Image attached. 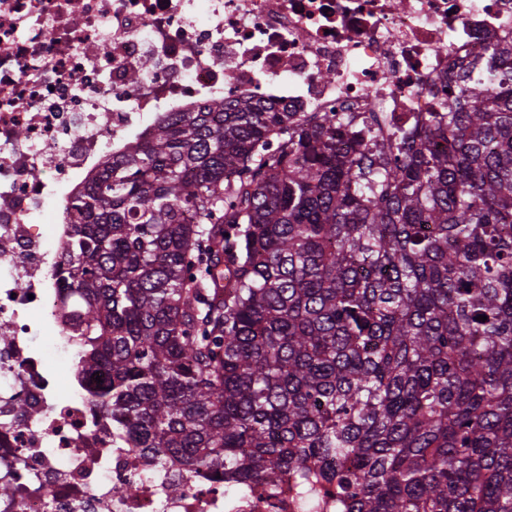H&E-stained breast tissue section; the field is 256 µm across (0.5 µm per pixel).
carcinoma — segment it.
<instances>
[{"mask_svg":"<svg viewBox=\"0 0 512 512\" xmlns=\"http://www.w3.org/2000/svg\"><path fill=\"white\" fill-rule=\"evenodd\" d=\"M487 56L395 139L214 100L105 159L57 275L128 447L339 512H512V46Z\"/></svg>","mask_w":512,"mask_h":512,"instance_id":"cac0c4a2","label":"carcinoma"}]
</instances>
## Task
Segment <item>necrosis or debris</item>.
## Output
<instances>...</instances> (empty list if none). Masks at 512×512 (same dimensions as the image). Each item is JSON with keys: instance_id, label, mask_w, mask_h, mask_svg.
Returning <instances> with one entry per match:
<instances>
[{"instance_id": "obj_1", "label": "necrosis or debris", "mask_w": 512, "mask_h": 512, "mask_svg": "<svg viewBox=\"0 0 512 512\" xmlns=\"http://www.w3.org/2000/svg\"><path fill=\"white\" fill-rule=\"evenodd\" d=\"M512 43V0H0V512H336L182 475L126 448L93 404L58 255L106 157L214 100L441 111L448 78Z\"/></svg>"}]
</instances>
